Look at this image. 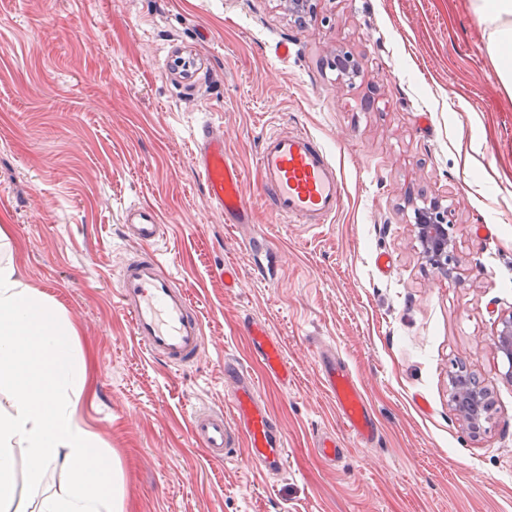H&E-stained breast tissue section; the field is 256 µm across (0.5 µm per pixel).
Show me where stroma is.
I'll list each match as a JSON object with an SVG mask.
<instances>
[{
  "label": "stroma",
  "mask_w": 512,
  "mask_h": 512,
  "mask_svg": "<svg viewBox=\"0 0 512 512\" xmlns=\"http://www.w3.org/2000/svg\"><path fill=\"white\" fill-rule=\"evenodd\" d=\"M312 6L299 23L284 0H0V225L25 282L77 329L81 416L119 463L125 512H512V383L492 348L512 313V95L470 0ZM338 47L363 63L353 83L327 64ZM203 122L244 175L252 223H225L206 199L192 161ZM299 128L345 188L316 228L283 223L255 182L261 134ZM421 190L456 210L457 277L418 254ZM135 203L160 206L158 250L203 324L187 367L152 359L113 293L139 250L124 235ZM248 318L281 343L287 385L254 368ZM325 347L367 395L370 447L320 383ZM228 355L251 367L286 440L275 478L243 449L210 460L190 435L191 410L225 407ZM461 365L493 402L476 431L451 403ZM326 430L344 448L333 463L313 450Z\"/></svg>",
  "instance_id": "stroma-1"
}]
</instances>
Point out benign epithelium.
Listing matches in <instances>:
<instances>
[{
    "mask_svg": "<svg viewBox=\"0 0 512 512\" xmlns=\"http://www.w3.org/2000/svg\"><path fill=\"white\" fill-rule=\"evenodd\" d=\"M336 69L349 78L358 74L360 63L351 55L336 54ZM457 223L455 209L444 207L437 201H425L414 212V232L421 246V256L438 274L453 276L451 268L452 239L450 229ZM495 349L502 353L509 364L506 379L512 381V315L501 320L494 340ZM454 403L459 414L472 427L478 425L489 408L488 394L481 383L472 375H461L454 381Z\"/></svg>",
    "mask_w": 512,
    "mask_h": 512,
    "instance_id": "1",
    "label": "benign epithelium"
}]
</instances>
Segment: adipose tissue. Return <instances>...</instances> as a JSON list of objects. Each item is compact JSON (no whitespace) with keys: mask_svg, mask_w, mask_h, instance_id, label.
<instances>
[{"mask_svg":"<svg viewBox=\"0 0 512 512\" xmlns=\"http://www.w3.org/2000/svg\"><path fill=\"white\" fill-rule=\"evenodd\" d=\"M484 26L485 51L502 87L512 93V0H471ZM0 226V512H124L119 469L82 421L85 368L75 350L76 327L34 293L10 256ZM25 458L29 494L16 487ZM65 474L57 489L41 484Z\"/></svg>","mask_w":512,"mask_h":512,"instance_id":"adipose-tissue-1","label":"adipose tissue"}]
</instances>
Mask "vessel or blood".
<instances>
[{
	"mask_svg": "<svg viewBox=\"0 0 512 512\" xmlns=\"http://www.w3.org/2000/svg\"><path fill=\"white\" fill-rule=\"evenodd\" d=\"M193 159L202 172L206 198L223 212L225 223H251L253 213L241 172L225 154L223 136L212 126L197 127ZM256 173L266 205L286 223L327 224L342 207L336 162L308 131L264 133ZM125 224L141 246L118 273L117 296L131 319L132 334L150 356L168 365L193 364L205 346L202 321L185 286L166 269L155 250L162 236L159 211L153 206L130 207ZM244 329L253 346L254 361L268 376L287 381L288 367L277 338L265 324L253 319ZM318 370L321 384L331 394L352 438L363 447L373 444L378 427L362 386L335 358H320ZM224 376L233 382L226 408L193 412L189 429L194 441L218 463L233 460L238 444H245L257 468L272 475L279 473L285 439L260 399L252 376L229 358L224 361Z\"/></svg>",
	"mask_w": 512,
	"mask_h": 512,
	"instance_id": "b4317fda",
	"label": "vessel or blood"
}]
</instances>
